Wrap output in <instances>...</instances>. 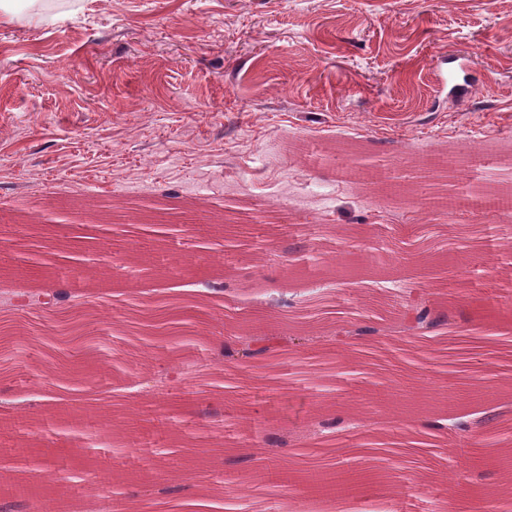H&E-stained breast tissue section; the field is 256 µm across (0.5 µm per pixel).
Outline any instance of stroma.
Masks as SVG:
<instances>
[{"label":"stroma","mask_w":512,"mask_h":512,"mask_svg":"<svg viewBox=\"0 0 512 512\" xmlns=\"http://www.w3.org/2000/svg\"><path fill=\"white\" fill-rule=\"evenodd\" d=\"M471 61L467 103L437 92L449 57ZM444 159L427 171L421 159ZM512 183V0H49L0 21V241L82 270L91 298L81 355L47 341L49 313L16 317L23 362L0 390L56 394L55 364L81 358L115 388L196 371L163 390L114 396L55 448L47 496L82 512L103 492L181 478L235 487L249 512H448L483 504L500 473L426 429L428 413L512 410V225L480 204ZM251 273L318 297L323 320L287 363L209 361L255 334L262 297L210 294ZM108 283V294L98 284ZM418 283L452 327L418 338L338 339L391 322V284ZM194 285L186 338L153 348L161 291ZM366 427L312 454L268 448L243 481L231 451L322 416ZM112 471L102 488L99 466ZM357 469L353 501L312 504L270 470Z\"/></svg>","instance_id":"35a3bbf8"}]
</instances>
